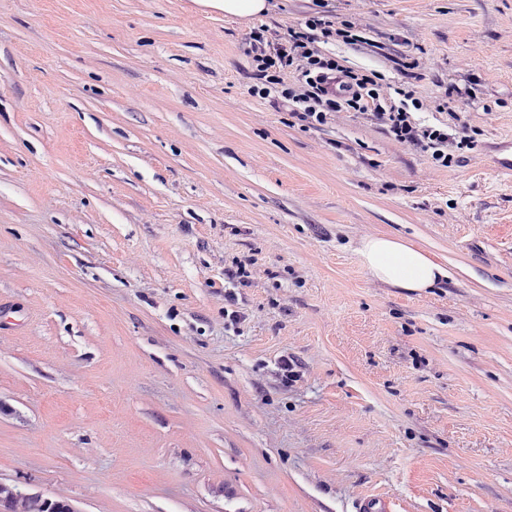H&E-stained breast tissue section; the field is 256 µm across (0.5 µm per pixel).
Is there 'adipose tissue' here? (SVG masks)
I'll return each mask as SVG.
<instances>
[{
    "label": "adipose tissue",
    "mask_w": 512,
    "mask_h": 512,
    "mask_svg": "<svg viewBox=\"0 0 512 512\" xmlns=\"http://www.w3.org/2000/svg\"><path fill=\"white\" fill-rule=\"evenodd\" d=\"M358 255L376 280L409 291L434 287L448 277L447 269L423 248L389 235L365 237Z\"/></svg>",
    "instance_id": "obj_1"
}]
</instances>
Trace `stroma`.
<instances>
[{"instance_id": "1", "label": "stroma", "mask_w": 512, "mask_h": 512, "mask_svg": "<svg viewBox=\"0 0 512 512\" xmlns=\"http://www.w3.org/2000/svg\"><path fill=\"white\" fill-rule=\"evenodd\" d=\"M268 4L0 0V483L74 512H512V0H331L368 42L325 53L392 87L417 62L413 119L470 127L446 168L252 96L250 31L315 8ZM375 234L447 280L376 281ZM203 4L223 10L224 16L249 19L267 10V0H202Z\"/></svg>"}]
</instances>
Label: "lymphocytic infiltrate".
<instances>
[{"mask_svg":"<svg viewBox=\"0 0 512 512\" xmlns=\"http://www.w3.org/2000/svg\"><path fill=\"white\" fill-rule=\"evenodd\" d=\"M329 0H317L315 12L287 31L267 25L251 31L246 49L260 82L253 95L275 96L299 121L317 127L339 112H354L384 126L398 142L429 152L439 166H449L455 152L473 149L466 130L424 126L411 119L410 107L420 106L412 85L389 89L365 74L339 64L321 46L329 41L361 44L354 22L335 23Z\"/></svg>","mask_w":512,"mask_h":512,"instance_id":"lymphocytic-infiltrate-1","label":"lymphocytic infiltrate"}]
</instances>
